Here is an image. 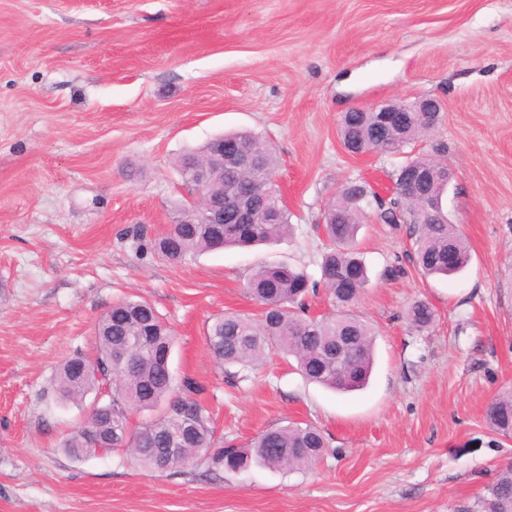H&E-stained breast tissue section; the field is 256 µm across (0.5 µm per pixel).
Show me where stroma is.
<instances>
[{
    "mask_svg": "<svg viewBox=\"0 0 512 512\" xmlns=\"http://www.w3.org/2000/svg\"><path fill=\"white\" fill-rule=\"evenodd\" d=\"M420 98L444 112L413 151L454 172L443 204L469 265L423 276L404 260L407 225L367 220V387L336 393L278 355L222 369L206 328L258 314L253 269L319 279L317 226L341 187L391 194L404 155L347 153L340 115ZM242 130L275 149L291 236L166 261L149 242L183 198L174 160ZM131 294L172 327L174 377L200 387L216 439L308 422L324 459L215 477L199 462L149 473L122 451L69 455L96 396L61 401L53 378L94 354L99 319ZM419 300L435 319L415 332L405 312ZM510 391L512 0H0V512H479L512 462V438L486 419Z\"/></svg>",
    "mask_w": 512,
    "mask_h": 512,
    "instance_id": "obj_1",
    "label": "stroma"
}]
</instances>
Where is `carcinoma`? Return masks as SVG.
<instances>
[{
	"instance_id": "cac0c4a2",
	"label": "carcinoma",
	"mask_w": 512,
	"mask_h": 512,
	"mask_svg": "<svg viewBox=\"0 0 512 512\" xmlns=\"http://www.w3.org/2000/svg\"><path fill=\"white\" fill-rule=\"evenodd\" d=\"M375 112H345L338 135L351 141L354 151L383 150L401 153L434 127L437 118L411 112L394 136L381 140ZM254 157L252 167L224 170V185L207 191L210 198L245 195L253 202L248 224H202L205 202L189 213L190 224L174 218L169 230L155 240L154 248L174 263L224 247H248L279 242L292 229L288 209L281 203L274 181L277 158L272 147L251 132L224 135ZM204 147L188 151L175 161L181 182L194 160L202 158ZM365 185L351 181L324 213L322 229L328 240L320 263V280L312 281L301 268L283 263L256 267L247 282V291L262 306L260 318L249 314L226 313L207 327L206 341L216 362L243 369L258 366L266 355L277 350L293 357L299 371L309 381L337 392L364 386L374 360V333L353 311L368 276L364 261L355 248V238L365 214L358 196ZM446 190L445 177L437 175L416 189V199H393L385 213L399 208L413 219L412 240L407 253L410 262L426 275H451L470 259L465 238L448 215L427 209L439 204ZM457 257L456 268H448V251ZM329 293L336 310L314 317L308 314L306 298L319 287ZM434 320V311L424 302L408 310L410 329L420 332ZM349 340L353 358L341 368L333 363L330 348L336 337ZM97 354L89 360L74 357L57 371L53 391L63 401L77 402L102 385L110 389L109 400L99 406L96 427L83 423L66 439L64 448L73 456L96 451L98 437L107 435L110 450L131 452L139 466L150 473L178 471L197 460L213 475L235 473L262 465L277 471H303L314 467L324 456L327 441L321 430L307 422L272 427L249 444L215 443L210 413L196 398L198 387L191 380L176 385L170 369L173 331L146 300L128 296L112 305L95 328ZM147 411L138 427L131 417ZM492 430L512 436V394L497 399L487 411ZM480 512H512V464L503 468L486 485L479 501Z\"/></svg>"
}]
</instances>
